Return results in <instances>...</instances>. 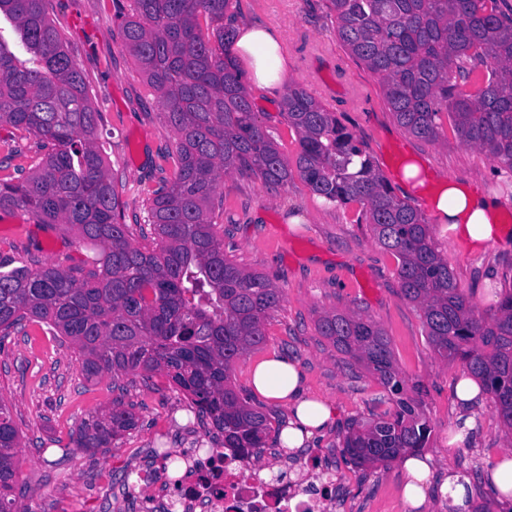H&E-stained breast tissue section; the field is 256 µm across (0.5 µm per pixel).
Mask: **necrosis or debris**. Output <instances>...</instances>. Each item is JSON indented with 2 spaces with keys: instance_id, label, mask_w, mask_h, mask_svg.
<instances>
[{
  "instance_id": "necrosis-or-debris-1",
  "label": "necrosis or debris",
  "mask_w": 512,
  "mask_h": 512,
  "mask_svg": "<svg viewBox=\"0 0 512 512\" xmlns=\"http://www.w3.org/2000/svg\"><path fill=\"white\" fill-rule=\"evenodd\" d=\"M173 501L192 512H326L334 483L316 476L309 483L265 477L231 450L206 449L195 455L187 477L173 487Z\"/></svg>"
}]
</instances>
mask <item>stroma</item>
<instances>
[{
  "label": "stroma",
  "instance_id": "1",
  "mask_svg": "<svg viewBox=\"0 0 512 512\" xmlns=\"http://www.w3.org/2000/svg\"><path fill=\"white\" fill-rule=\"evenodd\" d=\"M48 8L75 49L93 106L105 117L107 165L128 237L134 244L151 245L148 200L160 180L174 174L170 155L176 136L144 74L122 47L116 15L130 12L131 0H48ZM238 22L278 27L288 56L287 84L314 94L321 86H335L337 76L346 77V91L326 99V106L374 158L395 195L408 196L432 225L458 287L480 313H493L505 277H512V244L475 251L457 242L447 225L437 223L428 197L440 179L468 183L499 199L503 226L512 231V171L461 143L451 129L431 142L402 128L388 109L381 78L337 39L327 0H233L224 23L231 27ZM249 93L261 125L283 155L295 159L299 146L282 113L284 91L253 86ZM42 155L35 139L0 124V179L24 177ZM410 162L418 163L426 177L424 186L414 190L400 177ZM361 213L356 204L326 202L298 176L277 190L248 176L224 177L213 216L224 228L226 255L245 270L268 275L285 294L265 323V344L238 359L231 378L237 391L251 396L271 420L287 423L288 407L253 395L251 387L253 364L276 351L298 361L307 395L327 400L337 410L333 423L309 446L291 452L273 443L254 457V464L293 478L315 456L321 471L335 477L328 512H411L402 499L399 462L362 470L344 456L353 421L376 419L394 412L396 405L370 372L318 333L319 315L356 311L387 335L409 396L420 401L433 426L425 450L433 461L429 497H438L439 484L451 470L481 486L482 471L512 446V435L487 398L476 410L470 443L449 446V427L459 411L453 387L463 367L446 364L435 354L418 307L400 291L397 258L375 242L369 225L359 220ZM0 253L23 262L36 259L82 269L94 256L75 234L35 224L17 209H0ZM0 399L22 438L18 482L26 490L29 512H166L171 498L163 453L179 461L198 442L212 440L198 424L188 397L165 373L147 382L137 375L85 379L73 345L35 322L0 338ZM116 399L133 408L135 428L109 448L91 452L75 447L82 419Z\"/></svg>",
  "mask_w": 512,
  "mask_h": 512
}]
</instances>
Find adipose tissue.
Segmentation results:
<instances>
[{
	"instance_id": "ef3b65f1",
	"label": "adipose tissue",
	"mask_w": 512,
	"mask_h": 512,
	"mask_svg": "<svg viewBox=\"0 0 512 512\" xmlns=\"http://www.w3.org/2000/svg\"><path fill=\"white\" fill-rule=\"evenodd\" d=\"M237 58L245 81L260 88L279 85L287 60L276 28L261 23H240L230 47ZM433 208L454 237L469 247L482 249L499 239V202L480 190L456 182H442L431 199ZM251 385L264 399L287 404L292 418L280 431L277 441L285 448H301L336 416L325 400L311 399L303 393V374L297 362L274 353L252 368ZM462 406L450 431L451 445L463 443L476 424L471 410L484 399L486 390L476 379L459 378L454 387ZM403 498L417 512L426 501L425 487L431 473L427 459L403 455ZM487 495H479L471 481L456 471H449L441 486L448 497V512H485L492 504L512 500V450L503 452L489 465L483 476Z\"/></svg>"
}]
</instances>
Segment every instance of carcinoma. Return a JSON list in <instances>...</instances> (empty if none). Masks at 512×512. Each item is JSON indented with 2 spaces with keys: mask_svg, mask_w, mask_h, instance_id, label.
<instances>
[{
  "mask_svg": "<svg viewBox=\"0 0 512 512\" xmlns=\"http://www.w3.org/2000/svg\"><path fill=\"white\" fill-rule=\"evenodd\" d=\"M120 16L123 44L158 94L177 137L176 172L152 191L148 222L157 238L133 244L105 164L88 88L46 0H0L22 45L0 36V123L38 140L41 165L0 179V209L75 232L96 251L94 268L15 264L0 254V334L35 320L67 338L87 379L129 373L147 382L166 371L222 445L245 458L266 447L269 417L228 384L233 362L266 341L264 324L283 301L267 276L224 254L211 206L223 175L278 189L297 171L311 191L358 204L376 242L399 260L404 297L415 303L435 353L481 380L512 431V284L497 309L479 313L458 287L430 225L397 198L373 158L336 113L305 88L288 89L283 110L295 132V165L259 123L229 56L230 0H133ZM336 37L378 74L400 126L429 141L448 121L458 139L512 170V13L500 0H327ZM317 328L363 363L395 398L392 417L355 422L344 452L357 468L387 465L427 447L432 427L405 383L381 328L355 312H326ZM136 425L114 403L84 419L77 447L110 448ZM19 432L0 400V512H27L14 495Z\"/></svg>",
  "mask_w": 512,
  "mask_h": 512,
  "instance_id": "obj_1",
  "label": "carcinoma"
}]
</instances>
